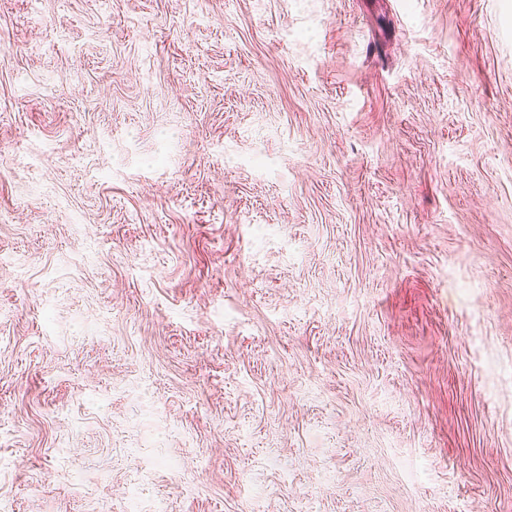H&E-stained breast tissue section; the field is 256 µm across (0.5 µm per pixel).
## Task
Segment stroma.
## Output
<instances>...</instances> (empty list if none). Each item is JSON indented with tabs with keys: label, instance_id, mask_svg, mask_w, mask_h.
<instances>
[{
	"label": "stroma",
	"instance_id": "obj_1",
	"mask_svg": "<svg viewBox=\"0 0 512 512\" xmlns=\"http://www.w3.org/2000/svg\"><path fill=\"white\" fill-rule=\"evenodd\" d=\"M512 512V0H0L10 512Z\"/></svg>",
	"mask_w": 512,
	"mask_h": 512
}]
</instances>
